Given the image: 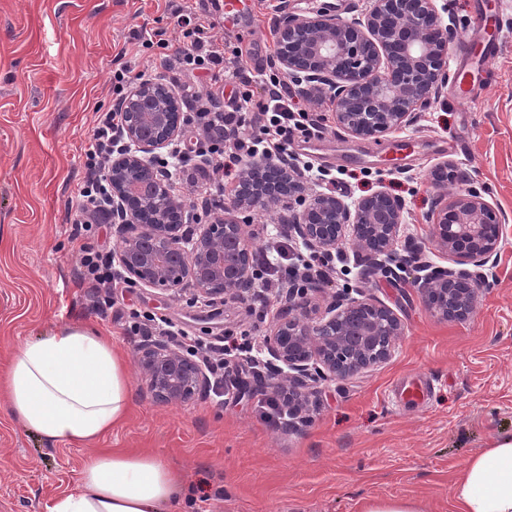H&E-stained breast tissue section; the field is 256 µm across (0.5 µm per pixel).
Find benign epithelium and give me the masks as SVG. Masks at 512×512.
<instances>
[{
  "mask_svg": "<svg viewBox=\"0 0 512 512\" xmlns=\"http://www.w3.org/2000/svg\"><path fill=\"white\" fill-rule=\"evenodd\" d=\"M437 0H365L350 19L321 11L300 16L283 0L274 18V65L297 95L321 105L331 103L336 124L348 136L377 138L411 126L432 108L448 83V49L458 30L442 24ZM172 87L142 79L117 104L124 152L107 172L112 192L114 257L129 281L173 297L190 285L207 304L248 302L253 290V251L246 224L238 214L264 204L279 209L281 228L315 251L329 255L351 238L360 261L397 280L411 272L427 310L445 320L465 321L479 298V285L492 269L503 241L501 209L476 190L453 195L431 212L432 243L448 255L453 268L414 264L395 254L404 229L402 205L385 192L352 204L315 191L294 161L281 157L247 171L224 203V218L197 223L184 194L174 192L169 174L157 164L159 151L178 137L182 112L166 110ZM434 184L446 186L464 173L434 169ZM312 278L300 291L288 283L290 313L275 324L265 348L281 366L268 383L288 405L294 420L312 407V372L326 380H348L392 357L405 324L388 306L343 293L327 311L315 313L303 298L323 290ZM147 391L166 405L181 406L210 392L204 364L185 354L171 338L151 336L136 349Z\"/></svg>",
  "mask_w": 512,
  "mask_h": 512,
  "instance_id": "obj_1",
  "label": "benign epithelium"
}]
</instances>
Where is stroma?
Wrapping results in <instances>:
<instances>
[{"instance_id":"35a3bbf8","label":"stroma","mask_w":512,"mask_h":512,"mask_svg":"<svg viewBox=\"0 0 512 512\" xmlns=\"http://www.w3.org/2000/svg\"><path fill=\"white\" fill-rule=\"evenodd\" d=\"M281 0H245L251 24L242 32L215 28L225 55L242 52L244 68L224 87L222 103L238 94L265 96L277 49L273 20ZM444 23L469 34L474 13L496 24L492 74L462 106L453 85L417 122L377 139H354L335 123L330 105L302 101L320 131L321 148L306 154L333 182L314 190L353 202L384 191L403 205L405 234L396 250L421 245L423 261L450 267L429 247L427 216L441 193L479 191L500 207L506 226L498 266L467 321L442 320L425 308L411 282H387L366 272L352 245L329 262L319 305L364 292L390 307L406 332L389 361L340 382H318L308 423L277 427L264 416L271 394L264 342L271 321L248 305L196 302L123 284L97 303L78 278L70 235L81 220L78 189L86 175L98 107L115 99L112 72L130 65L131 82L164 74L176 94L187 76L134 32L167 30L177 39L168 0H0V367L25 341L75 323L111 336L127 357L132 406L127 420L96 449H149L164 456L194 488L188 512H358L364 498H414L430 512H448L459 466L493 438L512 433V0H438ZM448 164L465 182L435 187L431 172ZM163 316L192 339L212 343L231 335L251 340L255 361L231 359L223 384L247 379L240 402L215 393L184 407L155 402L135 358L140 337L133 316ZM425 374L437 384L420 406L397 408L386 395L398 379ZM84 448L52 446L0 412V512H48L60 493L75 490Z\"/></svg>"}]
</instances>
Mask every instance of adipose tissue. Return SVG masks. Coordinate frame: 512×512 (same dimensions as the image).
Returning <instances> with one entry per match:
<instances>
[{"label":"adipose tissue","mask_w":512,"mask_h":512,"mask_svg":"<svg viewBox=\"0 0 512 512\" xmlns=\"http://www.w3.org/2000/svg\"><path fill=\"white\" fill-rule=\"evenodd\" d=\"M132 398L124 358L80 324L23 343L0 369L8 413L48 443L90 445L123 423ZM183 479L160 454L115 449L88 455L75 490L49 512H182ZM451 512H512V434L500 435L461 465Z\"/></svg>","instance_id":"ef3b65f1"}]
</instances>
